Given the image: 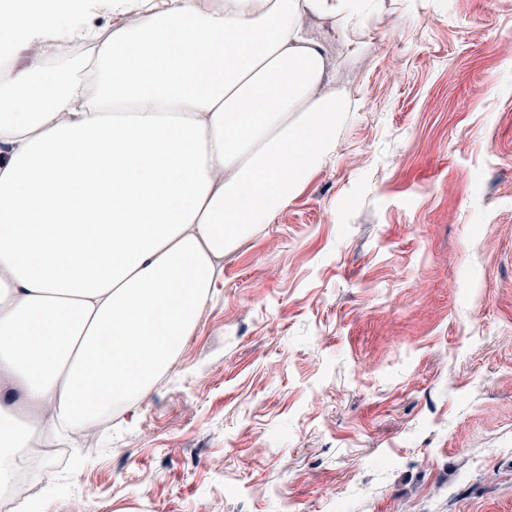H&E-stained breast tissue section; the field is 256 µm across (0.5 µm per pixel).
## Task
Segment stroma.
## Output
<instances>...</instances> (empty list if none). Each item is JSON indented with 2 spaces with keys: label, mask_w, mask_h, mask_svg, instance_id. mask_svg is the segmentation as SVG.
<instances>
[{
  "label": "stroma",
  "mask_w": 512,
  "mask_h": 512,
  "mask_svg": "<svg viewBox=\"0 0 512 512\" xmlns=\"http://www.w3.org/2000/svg\"><path fill=\"white\" fill-rule=\"evenodd\" d=\"M332 156L50 512H512V0L315 28Z\"/></svg>",
  "instance_id": "35a3bbf8"
}]
</instances>
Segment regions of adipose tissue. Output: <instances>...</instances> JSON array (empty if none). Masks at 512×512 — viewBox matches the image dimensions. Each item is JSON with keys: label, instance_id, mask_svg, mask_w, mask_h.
<instances>
[{"label": "adipose tissue", "instance_id": "adipose-tissue-1", "mask_svg": "<svg viewBox=\"0 0 512 512\" xmlns=\"http://www.w3.org/2000/svg\"><path fill=\"white\" fill-rule=\"evenodd\" d=\"M160 2L142 23L119 0L88 54L51 71L32 55L0 82L1 491L35 436L138 407L225 255L331 156L350 109L310 26L348 25L369 0ZM80 6L0 0V34L68 42Z\"/></svg>", "mask_w": 512, "mask_h": 512}]
</instances>
